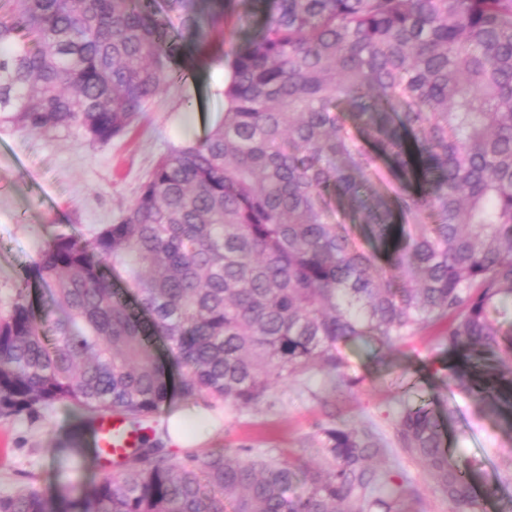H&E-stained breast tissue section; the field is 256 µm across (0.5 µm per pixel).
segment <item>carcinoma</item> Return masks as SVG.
Returning <instances> with one entry per match:
<instances>
[{
    "instance_id": "carcinoma-1",
    "label": "carcinoma",
    "mask_w": 512,
    "mask_h": 512,
    "mask_svg": "<svg viewBox=\"0 0 512 512\" xmlns=\"http://www.w3.org/2000/svg\"><path fill=\"white\" fill-rule=\"evenodd\" d=\"M3 0L0 114L26 132H128L173 80L178 42L239 17V0ZM257 23L226 53L224 119L160 157L136 198L89 242L54 236L0 307V416L68 403L88 431L122 416L139 434L73 499L32 487L0 512H372L387 442L324 427L323 463L217 448L178 460L142 431L172 393L249 405L271 384L343 364L338 344L384 346L445 325L512 383V0H251ZM372 247L330 220L331 201ZM125 273V288L109 273ZM394 438L448 499L481 512L476 458L453 460L428 403Z\"/></svg>"
}]
</instances>
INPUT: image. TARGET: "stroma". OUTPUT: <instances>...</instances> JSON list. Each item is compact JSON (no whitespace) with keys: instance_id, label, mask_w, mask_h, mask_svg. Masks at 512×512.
I'll use <instances>...</instances> for the list:
<instances>
[{"instance_id":"1","label":"stroma","mask_w":512,"mask_h":512,"mask_svg":"<svg viewBox=\"0 0 512 512\" xmlns=\"http://www.w3.org/2000/svg\"><path fill=\"white\" fill-rule=\"evenodd\" d=\"M228 48L218 38L183 47L173 60L177 80L163 86L129 133L107 144L90 143L74 128L30 134L0 120V302L24 283L25 266L52 237L88 240L117 222L154 162L182 146L185 111L199 115L198 139L222 120L224 98L213 92L209 69L224 64ZM339 349L344 364L336 375L350 381L349 389L337 391L333 377L318 369L279 381L259 403L221 405L211 415L214 433L196 451L224 448L315 464L320 427L368 419L389 439L404 403L430 400L448 417L452 458L483 459L472 484L479 493L496 487L486 512H512V404L503 398L490 411L483 396L460 380L471 369L467 350H449L436 328L389 346L350 340ZM80 426V412L64 404L40 416L0 417V495L28 486L58 497L65 471L78 486L96 480L101 469L92 435L80 433ZM372 465L388 473L376 497L397 501L403 512H448L446 497L403 449L390 447Z\"/></svg>"}]
</instances>
